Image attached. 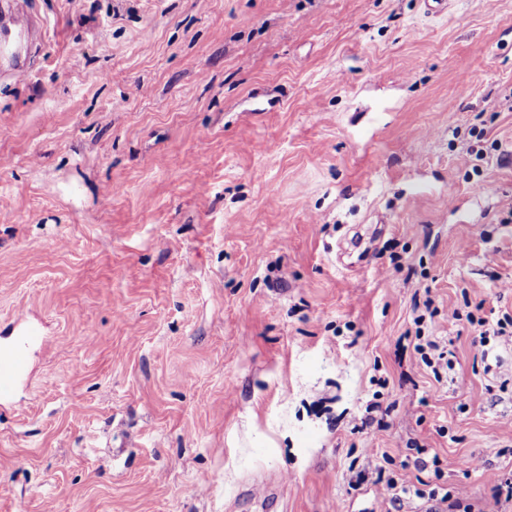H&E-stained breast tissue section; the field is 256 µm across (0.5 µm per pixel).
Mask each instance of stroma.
I'll list each match as a JSON object with an SVG mask.
<instances>
[{"label":"stroma","instance_id":"stroma-1","mask_svg":"<svg viewBox=\"0 0 512 512\" xmlns=\"http://www.w3.org/2000/svg\"><path fill=\"white\" fill-rule=\"evenodd\" d=\"M31 2L0 512H512V0ZM424 322L423 316H417L414 318V323L417 325L415 339L419 342L414 345V352L420 355V360L427 366L432 368V372L435 378H441V371L452 369L453 363L451 359H448V351L445 347L437 340L425 338L419 326ZM424 342V343H423ZM428 351V352H426ZM41 338V330L25 322L23 334L12 346H0V405L13 401L27 373L28 350Z\"/></svg>","mask_w":512,"mask_h":512}]
</instances>
